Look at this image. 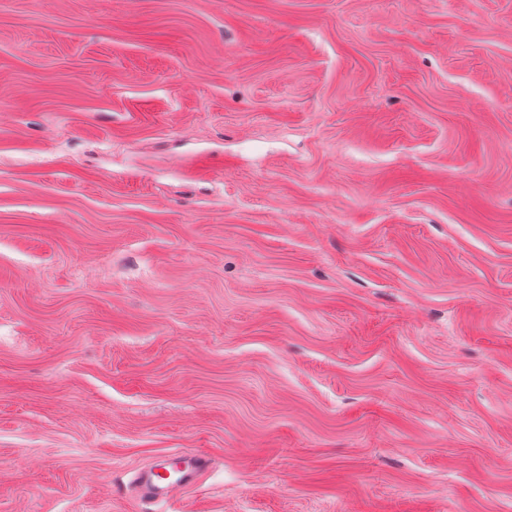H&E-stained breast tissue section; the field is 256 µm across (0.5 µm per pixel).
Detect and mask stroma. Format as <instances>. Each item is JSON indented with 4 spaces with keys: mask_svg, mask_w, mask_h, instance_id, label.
<instances>
[{
    "mask_svg": "<svg viewBox=\"0 0 512 512\" xmlns=\"http://www.w3.org/2000/svg\"><path fill=\"white\" fill-rule=\"evenodd\" d=\"M0 512H512V0H0ZM174 457L181 460L176 466L155 465L141 473L139 486L145 495L173 498L176 492L195 485L208 468V456L199 451L176 452Z\"/></svg>",
    "mask_w": 512,
    "mask_h": 512,
    "instance_id": "1",
    "label": "stroma"
}]
</instances>
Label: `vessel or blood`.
Returning <instances> with one entry per match:
<instances>
[{
	"label": "vessel or blood",
	"mask_w": 512,
	"mask_h": 512,
	"mask_svg": "<svg viewBox=\"0 0 512 512\" xmlns=\"http://www.w3.org/2000/svg\"><path fill=\"white\" fill-rule=\"evenodd\" d=\"M178 458L176 466L157 465L143 471L139 477L141 491L161 500L173 498L176 492L195 485L208 468L209 458L202 452H182Z\"/></svg>",
	"instance_id": "vessel-or-blood-1"
}]
</instances>
